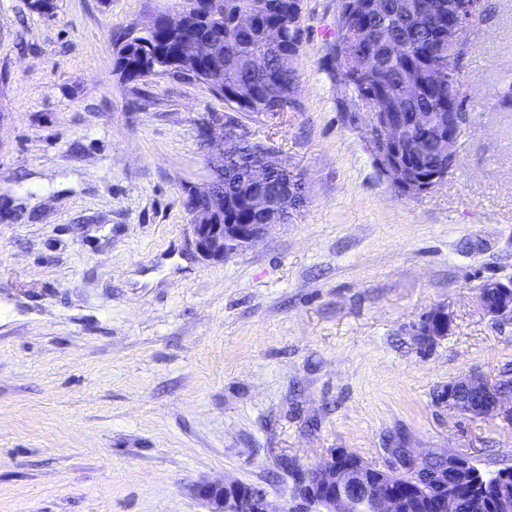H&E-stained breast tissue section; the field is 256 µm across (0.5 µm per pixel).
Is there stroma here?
I'll list each match as a JSON object with an SVG mask.
<instances>
[{
  "instance_id": "35a3bbf8",
  "label": "stroma",
  "mask_w": 512,
  "mask_h": 512,
  "mask_svg": "<svg viewBox=\"0 0 512 512\" xmlns=\"http://www.w3.org/2000/svg\"><path fill=\"white\" fill-rule=\"evenodd\" d=\"M180 3L0 0V512H207L195 486L224 479L304 512L299 475L333 448L512 466V427L437 398L512 374V316L478 303L512 279V0L484 2L461 63L471 127L422 194L377 164L336 61L340 0H302L301 106L249 129L307 203L221 259L183 198L223 100L113 61V39ZM439 307L448 336L420 344Z\"/></svg>"
}]
</instances>
